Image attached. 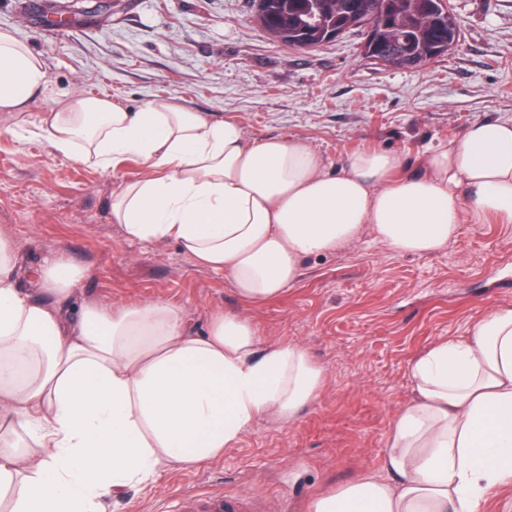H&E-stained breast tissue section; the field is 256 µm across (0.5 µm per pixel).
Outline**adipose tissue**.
<instances>
[{
	"label": "adipose tissue",
	"mask_w": 512,
	"mask_h": 512,
	"mask_svg": "<svg viewBox=\"0 0 512 512\" xmlns=\"http://www.w3.org/2000/svg\"><path fill=\"white\" fill-rule=\"evenodd\" d=\"M46 74L0 32V116L54 151L109 171L124 157L148 173L112 193L127 239H170L236 295L258 305L298 278L302 258L371 236L397 252L445 249L463 221L512 224V119L470 125L426 149L414 171L398 153L357 152L330 171L299 139L248 140L234 121L166 99L132 112L73 97L25 117ZM0 234V429L23 430L36 453L0 436V494L11 512H99L103 498L150 480L161 463L210 461L261 419L291 424L319 395L325 371L294 342L260 343L240 311L190 328L164 301L114 312L63 303L79 273L55 260L38 277L52 302L18 288ZM382 474L318 496L311 512H484L512 490V308L467 336L436 342L410 368Z\"/></svg>",
	"instance_id": "adipose-tissue-1"
}]
</instances>
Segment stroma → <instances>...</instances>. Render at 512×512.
I'll return each instance as SVG.
<instances>
[{"instance_id":"stroma-1","label":"stroma","mask_w":512,"mask_h":512,"mask_svg":"<svg viewBox=\"0 0 512 512\" xmlns=\"http://www.w3.org/2000/svg\"><path fill=\"white\" fill-rule=\"evenodd\" d=\"M461 38L418 69L364 58L350 32L314 51L271 40L251 0H0V30L42 62L46 82L27 110L74 95L130 111L159 97L238 122L248 139L311 144L331 166L384 147L415 162L474 122L512 118V0H450ZM140 159L104 173L0 128V231L20 288L62 258L80 272L81 301L107 310L161 300L204 331L214 311H246L261 343L302 345L325 370L318 398L287 426L264 421L222 456L159 467L149 482L102 501V512H176L184 494L221 493L230 512H310L314 497L382 470L385 442L412 397L410 365L433 343L466 335L512 306V224H463L429 256L365 237L300 263L278 297L245 306L222 272L169 240L131 241L112 221L114 185L138 180Z\"/></svg>"}]
</instances>
